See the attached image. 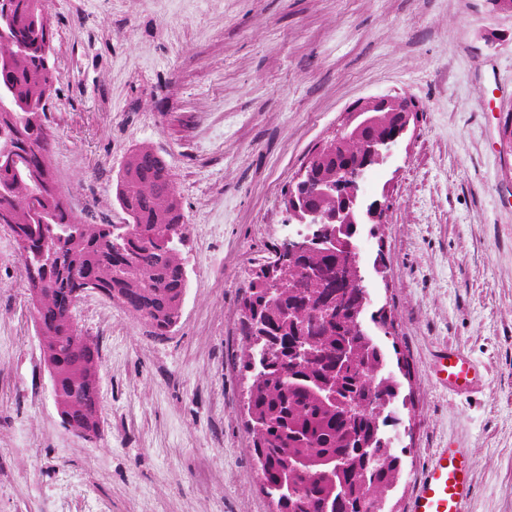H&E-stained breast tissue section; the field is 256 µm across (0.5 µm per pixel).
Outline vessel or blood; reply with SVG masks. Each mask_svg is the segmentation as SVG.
I'll use <instances>...</instances> for the list:
<instances>
[{
    "mask_svg": "<svg viewBox=\"0 0 512 512\" xmlns=\"http://www.w3.org/2000/svg\"><path fill=\"white\" fill-rule=\"evenodd\" d=\"M436 381L454 393H467L482 380L479 366L462 350L446 346L439 350L434 365ZM473 492L468 449L454 445L436 449L418 479L410 512H465Z\"/></svg>",
    "mask_w": 512,
    "mask_h": 512,
    "instance_id": "b4317fda",
    "label": "vessel or blood"
}]
</instances>
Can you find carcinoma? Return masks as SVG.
Returning a JSON list of instances; mask_svg holds the SVG:
<instances>
[{
    "label": "carcinoma",
    "instance_id": "cac0c4a2",
    "mask_svg": "<svg viewBox=\"0 0 512 512\" xmlns=\"http://www.w3.org/2000/svg\"><path fill=\"white\" fill-rule=\"evenodd\" d=\"M54 34L42 0H0V224L18 245L41 361L51 369L64 425L91 435L99 419L96 341L78 332L75 299L88 284L112 295L163 336L175 326L187 288L182 247L188 233L171 167L148 145L130 150L119 170L115 200L121 224H89L65 203L50 166L54 133L46 110L53 85ZM379 126L331 139L305 164V205L336 211V174L362 162L366 141L399 121L378 113ZM342 251L317 249L281 264L259 265L241 306L243 369L249 431L262 488L277 512H361L367 495L397 482L401 457L382 436L396 419L380 414L399 385L384 375L385 350L360 335L351 311L367 292L332 286ZM314 266L318 278L266 295L269 272L290 284ZM312 357L292 363V348ZM361 439L369 456L356 454Z\"/></svg>",
    "mask_w": 512,
    "mask_h": 512
}]
</instances>
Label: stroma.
I'll return each instance as SVG.
<instances>
[{"mask_svg":"<svg viewBox=\"0 0 512 512\" xmlns=\"http://www.w3.org/2000/svg\"><path fill=\"white\" fill-rule=\"evenodd\" d=\"M54 33L51 166L90 224H118L129 151L165 155L188 236V286L164 336L99 293L75 311L98 341L99 427L65 429L18 245L0 226V512H275L252 456L241 300L284 237V194L347 109L419 112L368 174L388 197L362 225L380 336L405 405L389 512H408L435 448L472 451L468 512H512V13L492 0H43ZM476 360L448 393L433 352ZM210 470L199 486V460Z\"/></svg>","mask_w":512,"mask_h":512,"instance_id":"1","label":"stroma"}]
</instances>
